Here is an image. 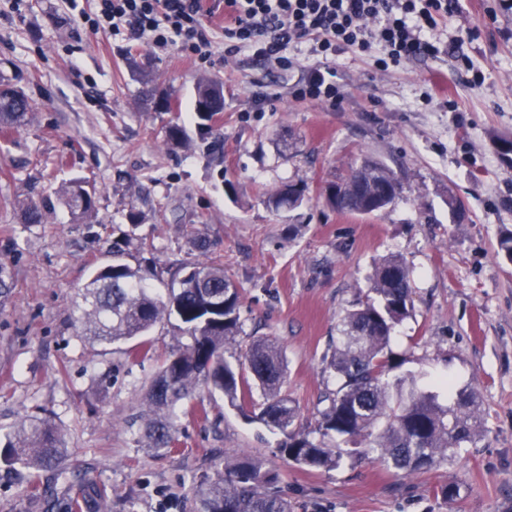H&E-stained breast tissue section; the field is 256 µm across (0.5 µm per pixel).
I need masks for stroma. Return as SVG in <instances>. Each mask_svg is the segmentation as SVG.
Masks as SVG:
<instances>
[{"mask_svg": "<svg viewBox=\"0 0 512 512\" xmlns=\"http://www.w3.org/2000/svg\"><path fill=\"white\" fill-rule=\"evenodd\" d=\"M208 24L214 54L203 64L95 34L74 22L68 0L18 9L0 0V79L33 106L28 124L0 136V266L10 278L0 296V438L48 417L67 449L62 478L44 475L35 489L1 468L0 512H74L83 486L100 491L96 512H197L196 485L243 454L276 474L292 512H512V261L498 246L512 231V159L496 148L512 139V0H460L435 31L455 50L436 58L380 72L370 55L340 50L333 110L293 96L317 63L309 43L290 49L296 64L283 70L246 52L225 58L223 9ZM202 77L224 88V109L207 123L194 110ZM261 95L265 109L253 111ZM174 125L185 144L168 140ZM368 157L394 172L399 198L376 215L337 212L329 185ZM73 178L96 192L91 220H74L57 194ZM287 185L306 198L280 213L267 197ZM24 198L44 206L45 223H23ZM197 230L241 296L228 352L274 342L283 391L311 428L319 398L336 387L327 363L343 315L375 265L401 257L413 310L392 333L400 371L477 389L481 438L417 474L350 459L311 470L280 455L279 433L201 388L176 452L150 448L143 395L182 338L178 319L158 322L151 352L132 357L126 342L81 336L72 309L117 241L166 293L177 268L204 259ZM445 483L457 497L438 496Z\"/></svg>", "mask_w": 512, "mask_h": 512, "instance_id": "stroma-1", "label": "stroma"}]
</instances>
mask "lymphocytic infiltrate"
I'll return each instance as SVG.
<instances>
[{
	"label": "lymphocytic infiltrate",
	"mask_w": 512,
	"mask_h": 512,
	"mask_svg": "<svg viewBox=\"0 0 512 512\" xmlns=\"http://www.w3.org/2000/svg\"><path fill=\"white\" fill-rule=\"evenodd\" d=\"M204 0H96L94 33L173 48L199 62L211 57ZM456 0H224V53L243 51L287 70L288 50L313 39L318 64L308 70L296 95L336 108L341 94L330 63L343 48L360 52L380 46L375 65L387 70L421 56L444 53L429 34Z\"/></svg>",
	"instance_id": "f902f5d3"
}]
</instances>
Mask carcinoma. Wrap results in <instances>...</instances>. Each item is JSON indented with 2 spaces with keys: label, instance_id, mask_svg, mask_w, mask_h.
<instances>
[{
  "label": "carcinoma",
  "instance_id": "obj_1",
  "mask_svg": "<svg viewBox=\"0 0 512 512\" xmlns=\"http://www.w3.org/2000/svg\"><path fill=\"white\" fill-rule=\"evenodd\" d=\"M221 89L215 80L201 81L196 107L223 111ZM30 112L24 92L0 93L1 130L25 125ZM333 187L337 195L331 205L336 210L374 214L395 202L400 182L383 162L366 158ZM60 194L76 219L95 216V191L70 182ZM302 201L303 189L294 185L269 196L277 210H291ZM22 213L28 224L46 220L43 207L33 201L22 205ZM122 255L121 248L112 247V262L97 269L81 288L72 318L81 335L100 344L141 338L128 350L133 356L152 350L144 335L164 316L174 313L180 319L188 342L179 343L163 361L145 396L153 412L145 427L152 448L174 451L179 413L189 411L188 402L201 386L224 395L240 410L253 401V388H258L263 401L256 417L284 436L280 451L295 464L316 469H335L351 454H372L396 472L410 474L454 460L482 433L475 390H458L442 404L439 392L421 388L416 376L390 378L402 365L389 350L391 333L412 308L410 270L397 256L379 264L367 298L342 319L328 364L337 386L318 411L317 427L306 431L298 424V407L282 391L286 368L278 346L257 339L237 363L224 357V347L238 331L240 296L223 264L212 260L189 268L165 298L149 287L140 268L122 261ZM63 458L61 434L47 417L21 422L0 448V461L16 468L30 485L59 468ZM274 483L275 476L259 462L237 458L215 479L196 486L198 512H291Z\"/></svg>",
  "mask_w": 512,
  "mask_h": 512
}]
</instances>
